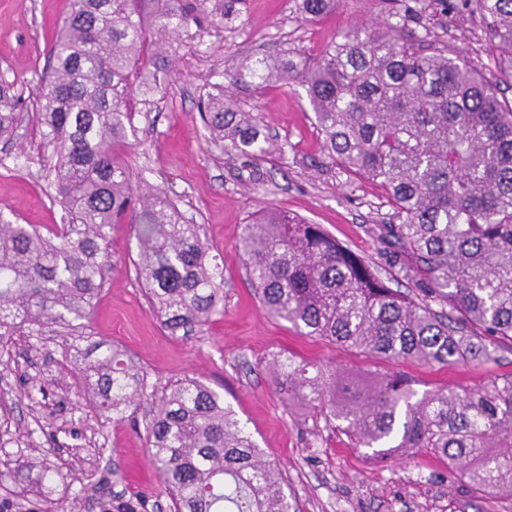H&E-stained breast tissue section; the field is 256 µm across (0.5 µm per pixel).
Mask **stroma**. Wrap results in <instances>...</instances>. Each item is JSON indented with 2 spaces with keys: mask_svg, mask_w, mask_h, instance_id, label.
<instances>
[{
  "mask_svg": "<svg viewBox=\"0 0 512 512\" xmlns=\"http://www.w3.org/2000/svg\"><path fill=\"white\" fill-rule=\"evenodd\" d=\"M222 14L221 29L193 49L173 54L162 88L151 105L133 98L136 136L126 152L134 188L164 190L187 220L200 224L211 256L224 265V300L204 326L173 335L152 314L133 262V225L110 231L106 285L89 327L71 332L49 324L17 331L0 346V459H17L37 448L60 475L54 497L86 512L78 492L90 479H108L117 492L143 491L166 503L167 491L149 464L142 426L112 423L95 407L75 360L118 347L156 388L194 377L215 391L245 424L267 459L280 468L296 512H512V496L475 495L465 483H449L448 463L427 450L374 459L355 447L337 421L301 402H285L277 389V365L291 358L357 373L406 374L417 392L441 386L476 388L512 374V344H499L490 360L429 366L394 362L327 340L298 335L270 316L246 275L237 243L245 224L263 206L304 218L376 265L391 288L417 290L397 278L379 228L397 217L383 191L333 166L321 150L304 89L236 86L225 82L244 57L260 60L301 51L316 56L353 26L383 30L388 9L409 11L404 35L424 45L488 62L490 43L477 15L463 0H338L318 22L302 20L296 0H207ZM69 0H0V73L30 90L48 68L57 25ZM253 113L281 154L248 157L225 152L209 139L198 101L214 84ZM13 142L0 141V216L16 224L60 223L50 168L55 161L34 118L35 98Z\"/></svg>",
  "mask_w": 512,
  "mask_h": 512,
  "instance_id": "obj_1",
  "label": "stroma"
}]
</instances>
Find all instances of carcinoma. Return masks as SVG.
I'll return each instance as SVG.
<instances>
[{"label":"carcinoma","mask_w":512,"mask_h":512,"mask_svg":"<svg viewBox=\"0 0 512 512\" xmlns=\"http://www.w3.org/2000/svg\"><path fill=\"white\" fill-rule=\"evenodd\" d=\"M206 0H70L58 26L52 66L35 91L38 124L53 146L55 201L65 221L43 234L0 224V342L24 326L76 328L105 284L112 225H136V273L152 312L176 334L207 324L223 300L224 270L211 263L199 224H187L163 190L139 194L122 158L135 134L131 94L157 88L166 42L192 46L223 19ZM485 23L496 73L488 79L462 54L429 53L399 35L407 16L391 13L385 30L354 26L315 58L296 51L245 62L228 76L246 85L296 82L331 163L376 183L400 219L383 224L389 258L423 296L415 303L390 288L375 266L320 224L267 208L245 225L239 249L264 308L302 336H315L393 361L447 365L489 356L512 344V0H465ZM336 0H301L318 21ZM203 121L217 146L263 156L269 137L248 112L209 93ZM25 99L0 78V139L18 128ZM448 307L431 310L430 302ZM93 401L123 419L147 404L143 426L150 463L168 490L169 512H294L276 463L214 391L186 378L158 394L147 375L112 348L74 363ZM279 394L345 422L354 444L384 458L393 449H428L452 462L451 482L478 492L512 494V374L477 389L417 394L402 373L356 376L288 358L279 363ZM52 469L36 457L0 461V486L23 468ZM100 512H147L148 498L108 496L91 487ZM30 512H69L42 493Z\"/></svg>","instance_id":"obj_1"}]
</instances>
